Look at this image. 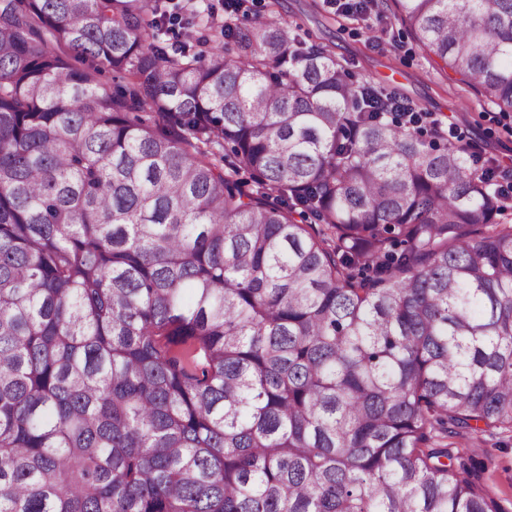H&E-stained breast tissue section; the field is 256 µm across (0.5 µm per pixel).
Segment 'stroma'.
<instances>
[{
	"label": "stroma",
	"instance_id": "obj_1",
	"mask_svg": "<svg viewBox=\"0 0 512 512\" xmlns=\"http://www.w3.org/2000/svg\"><path fill=\"white\" fill-rule=\"evenodd\" d=\"M252 14L284 22L290 33L329 50L359 83L406 100L427 119L448 118L463 142L479 145L488 167L512 158V115L485 102L440 61L428 55L394 15L389 0L361 18L337 15L324 0H249ZM483 489L512 512V441L481 434L456 437Z\"/></svg>",
	"mask_w": 512,
	"mask_h": 512
}]
</instances>
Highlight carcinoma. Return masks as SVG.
Returning <instances> with one entry per match:
<instances>
[{
  "label": "carcinoma",
  "mask_w": 512,
  "mask_h": 512,
  "mask_svg": "<svg viewBox=\"0 0 512 512\" xmlns=\"http://www.w3.org/2000/svg\"><path fill=\"white\" fill-rule=\"evenodd\" d=\"M394 4L512 112V0ZM211 18L0 0V512H505L448 443L512 439L490 174L281 22Z\"/></svg>",
  "instance_id": "cac0c4a2"
}]
</instances>
